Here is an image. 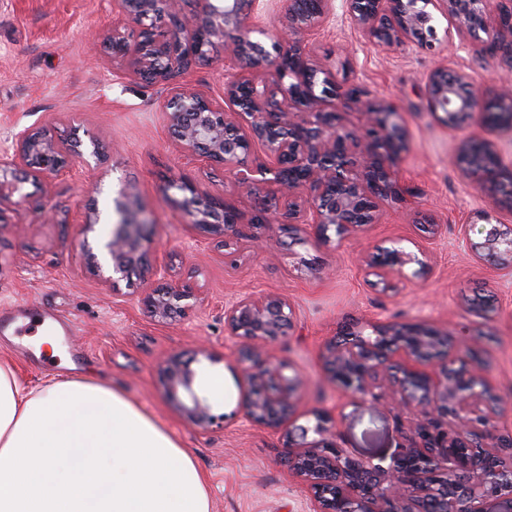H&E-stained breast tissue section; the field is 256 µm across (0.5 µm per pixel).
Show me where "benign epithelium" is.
<instances>
[{"instance_id": "1", "label": "benign epithelium", "mask_w": 512, "mask_h": 512, "mask_svg": "<svg viewBox=\"0 0 512 512\" xmlns=\"http://www.w3.org/2000/svg\"><path fill=\"white\" fill-rule=\"evenodd\" d=\"M202 21L180 19L181 0H112L118 21L104 42L106 53L125 64L130 77L166 85L162 109L187 162L219 166L240 188L256 195L254 242L273 251L282 237L316 228L325 244L340 243L375 222L385 205H401L408 195L397 158L405 148L397 112L387 103L363 101V91L347 93L334 75L308 63L295 48L334 10V0H292L286 27L272 32L252 23L257 0H220ZM433 6L455 22L461 45L480 61L493 60L508 84L492 94L465 92L468 76L448 75L438 66L428 76L430 110L456 127L480 117L490 130L512 129V0H498L487 14L484 0H345L350 22L379 47L421 45L435 36ZM137 26L126 32L123 20ZM234 33L229 52L234 72L224 78V99L216 101L172 81L209 62L216 39ZM359 110V124L342 129L341 113ZM261 147L264 161L249 163ZM83 156L81 143H61L45 131L23 129L0 153V188L29 198L23 184L48 180ZM463 178L501 207L512 210V170L501 165L489 139L469 138L458 148ZM167 188L184 193L182 207L191 223L235 257L240 249L239 218L224 199L199 192L195 184L171 179ZM118 220L94 252L82 244L88 265L108 272L116 286L162 272L148 264L150 218L129 192L115 200ZM462 244L478 256L508 259L512 270V229L492 226L483 240L462 234ZM427 264L426 252L395 242L363 259L379 291L397 293L403 268ZM191 289L178 280L144 298L151 317L166 322L186 317L182 301ZM293 311L274 294L249 295L224 305V325L237 341L235 360L246 382L242 409L246 420L282 432L283 462L305 486L314 512H487L495 500L512 512V488L488 473L512 471V433L500 434L491 422L500 414L494 389L480 372L456 367L447 352L450 336L424 324L342 327L345 345L329 339L322 359L330 381L361 399L383 401L412 412L409 445L386 466L347 455L331 432V418L312 412L313 421L286 426L301 386L284 374L286 365L266 350L285 334ZM167 398L195 426L206 429L224 415L212 413L196 386L191 363L178 355L162 366ZM483 403L475 411L469 401Z\"/></svg>"}]
</instances>
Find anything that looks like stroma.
Segmentation results:
<instances>
[{"instance_id":"1","label":"stroma","mask_w":512,"mask_h":512,"mask_svg":"<svg viewBox=\"0 0 512 512\" xmlns=\"http://www.w3.org/2000/svg\"><path fill=\"white\" fill-rule=\"evenodd\" d=\"M431 48L377 47L345 15L336 0L333 15L301 44V52L330 69L338 83L354 84L370 101L395 103L406 147L397 167L412 195L408 203L384 208L377 221L342 245L323 244L315 234L276 254L244 247L237 263L225 261L202 229L191 226L181 192L168 178H183L200 191L224 198L241 214V230L252 234L257 201L234 187L222 169L184 165L169 135L160 87L126 77L102 49L112 31L110 0H0V147L14 132L33 128L54 138H79L83 163L53 180L25 184L24 209L0 208V310L15 313L28 304L41 314L68 317L75 333L63 337L64 356L74 376L112 384L156 419L194 457L205 476L210 512H312L300 482L279 461L280 432L247 421L240 404L245 384L231 369L235 340L224 327V304L249 293L288 299L293 322L268 352L291 364L303 384L291 419L303 424L312 412L329 414L338 442L355 459L389 464L407 441L411 420L405 410L360 401L325 379L321 351L341 322L425 323L466 335L454 355L481 369L505 399L496 420L512 432V276L471 256L462 234L481 241L494 225L512 226V210L496 206L470 188L452 157L464 138L486 137L479 124L457 129L431 113L427 75L438 65L468 73L474 90L497 88L494 67L478 63L467 49L450 45V20L436 17ZM230 63L217 46L207 65L181 81L214 99L224 95ZM128 187L154 224L148 260L190 286L185 319L161 323L139 300L142 287L158 278L113 289L90 271L80 252L83 240L107 232L112 198ZM95 213L94 230L82 223ZM440 224L437 235L421 232V215ZM416 241L426 267L410 264L407 286L397 296L375 289L360 259L394 240ZM491 303V318L481 317ZM205 356H196V349ZM193 359L197 385L223 376L222 396H209L223 424L194 427L167 399L160 365L171 354ZM10 360L19 381L40 387L55 366L37 357L31 333L0 332V359Z\"/></svg>"}]
</instances>
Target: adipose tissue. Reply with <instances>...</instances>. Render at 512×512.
I'll return each instance as SVG.
<instances>
[{
	"label": "adipose tissue",
	"instance_id": "ef3b65f1",
	"mask_svg": "<svg viewBox=\"0 0 512 512\" xmlns=\"http://www.w3.org/2000/svg\"><path fill=\"white\" fill-rule=\"evenodd\" d=\"M0 512H210L191 454L111 384L0 361Z\"/></svg>",
	"mask_w": 512,
	"mask_h": 512
}]
</instances>
